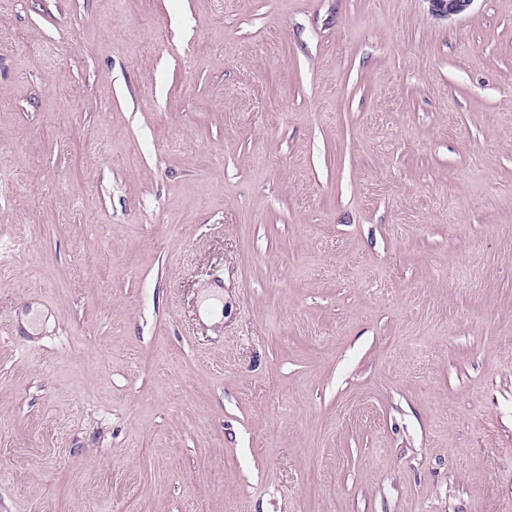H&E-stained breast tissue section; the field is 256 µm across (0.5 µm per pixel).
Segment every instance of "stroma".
Instances as JSON below:
<instances>
[{"label": "stroma", "instance_id": "stroma-1", "mask_svg": "<svg viewBox=\"0 0 512 512\" xmlns=\"http://www.w3.org/2000/svg\"><path fill=\"white\" fill-rule=\"evenodd\" d=\"M0 512H512V0H0ZM433 14L439 16H458L466 13L474 0H427Z\"/></svg>", "mask_w": 512, "mask_h": 512}]
</instances>
